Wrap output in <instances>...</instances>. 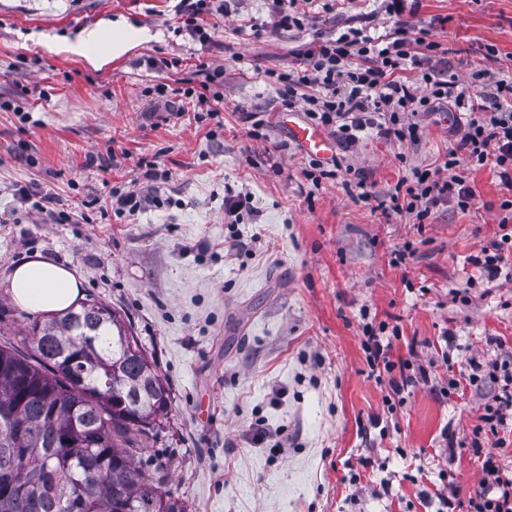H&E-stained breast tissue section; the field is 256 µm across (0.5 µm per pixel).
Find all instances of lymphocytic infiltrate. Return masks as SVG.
<instances>
[{"label":"lymphocytic infiltrate","instance_id":"lymphocytic-infiltrate-1","mask_svg":"<svg viewBox=\"0 0 512 512\" xmlns=\"http://www.w3.org/2000/svg\"><path fill=\"white\" fill-rule=\"evenodd\" d=\"M240 0H179L174 34H187L203 44L213 41L214 20L235 12ZM266 15L253 19L254 36L268 32L304 28L308 12L299 0H264ZM382 12L393 24L384 34L372 36L365 29L350 27L327 37H317L297 53L296 67L284 72L264 71L265 82L274 87L285 109L302 112L310 123L321 126L335 138L340 150L351 152L367 133L399 143L418 141L422 127L417 118L443 109L460 111L461 117L449 134L453 145L434 171L402 176L388 195V209L424 221L432 208L448 201L468 211L475 191L465 178L448 177V170L465 164L472 169L489 168L505 189L512 191V80L487 74L481 90L460 89L454 76L436 68L432 54L439 43L431 40L430 28L410 25L420 0H382ZM169 111H183L192 105L208 117L224 110V67L211 65L199 81L185 80L183 86L154 87ZM304 177L312 185L333 179L360 202L373 198L360 170L334 163L325 169L318 159H310ZM500 208L501 234L469 263L480 269L487 281H494L502 265L512 260V199ZM361 347L370 374L384 385L388 409L403 403L405 389L427 382L424 365L407 359H392L401 337L399 327L387 323L361 325ZM469 382L484 378L499 388L484 407L483 429L472 432V450L483 457L482 477L467 512H512V476L505 475L496 452L505 448L500 430L512 420V364L474 355L468 361Z\"/></svg>","mask_w":512,"mask_h":512}]
</instances>
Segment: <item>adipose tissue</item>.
Returning a JSON list of instances; mask_svg holds the SVG:
<instances>
[{"label":"adipose tissue","mask_w":512,"mask_h":512,"mask_svg":"<svg viewBox=\"0 0 512 512\" xmlns=\"http://www.w3.org/2000/svg\"><path fill=\"white\" fill-rule=\"evenodd\" d=\"M147 32L127 21L113 22L111 30L83 31L66 49L99 69L141 46ZM11 297L19 307L46 315L76 307L82 298V285L69 268L37 256L18 265L9 279Z\"/></svg>","instance_id":"1"}]
</instances>
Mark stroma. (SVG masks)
I'll return each mask as SVG.
<instances>
[{"label":"stroma","instance_id":"obj_1","mask_svg":"<svg viewBox=\"0 0 512 512\" xmlns=\"http://www.w3.org/2000/svg\"><path fill=\"white\" fill-rule=\"evenodd\" d=\"M176 4L0 0V336L33 351L39 316L8 290L17 265L38 254L73 266L85 301L120 316L167 385L163 424L139 436L136 465L150 479L166 474L188 512H467L482 460L462 437L494 387L468 384L448 398L440 390L468 375L477 352L512 358V260L492 282L467 262L495 239L512 192L489 170L457 167L475 190L473 208L446 203L417 225L352 200L333 180L305 179L310 156L290 130L304 116L283 110L258 73L288 68L317 34L363 27L366 0L332 13L314 0L315 25L258 39L237 32L263 14L260 0H243L239 14L215 22L220 54L169 33ZM120 18L150 41L99 70L65 50V40ZM417 19L447 49L459 87L479 89L481 70L512 77V0H422ZM152 56L180 64L155 72ZM211 63L224 66L220 130L193 110L167 111L151 92ZM247 110L267 117L261 138ZM457 118L423 117L413 144L366 139L347 161L386 199L411 169L437 164ZM114 152L122 159L112 169ZM142 160L165 173L153 184L163 204L116 217L110 192L142 185ZM228 187L252 193L249 223H225ZM46 194L70 221L38 213ZM235 235L250 249L230 258L224 242ZM407 243L413 255L392 264ZM367 318L399 325L394 356L415 353L430 371L393 412L368 376ZM376 416L387 434L371 428ZM363 457L350 483L344 464ZM446 473L455 489L447 509L422 498Z\"/></svg>","mask_w":512,"mask_h":512}]
</instances>
